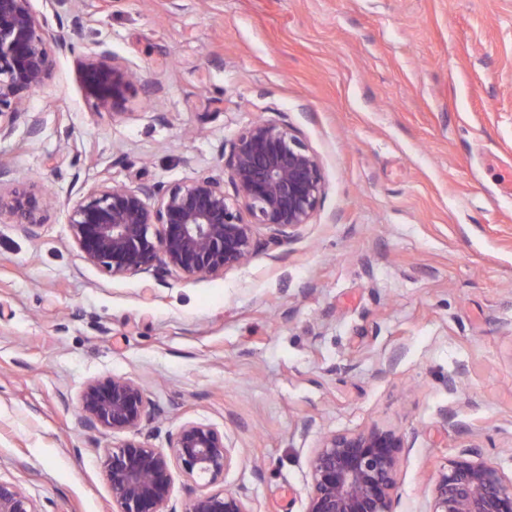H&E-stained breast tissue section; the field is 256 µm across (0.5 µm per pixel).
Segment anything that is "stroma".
Wrapping results in <instances>:
<instances>
[{
  "mask_svg": "<svg viewBox=\"0 0 512 512\" xmlns=\"http://www.w3.org/2000/svg\"><path fill=\"white\" fill-rule=\"evenodd\" d=\"M71 38L0 136V167L49 196L38 237L0 219V479L37 512H112L79 395L131 377L164 416L223 431V484L303 512L327 433L404 438L394 512L474 448L512 476V0H32ZM141 76L123 118L78 64ZM288 121L325 196L290 243L218 277L114 278L84 263L67 203L110 181L234 188L224 147Z\"/></svg>",
  "mask_w": 512,
  "mask_h": 512,
  "instance_id": "1",
  "label": "stroma"
}]
</instances>
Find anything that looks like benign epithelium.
Returning a JSON list of instances; mask_svg holds the SVG:
<instances>
[{"label":"benign epithelium","instance_id":"1","mask_svg":"<svg viewBox=\"0 0 512 512\" xmlns=\"http://www.w3.org/2000/svg\"><path fill=\"white\" fill-rule=\"evenodd\" d=\"M32 0H0V132L23 117L32 131L39 118L22 111L25 97L51 75L50 42L66 45L38 21ZM88 97L112 116L134 87L129 68L103 49L79 68ZM224 168L236 197L200 177L168 187L103 183L73 201L68 224L80 258L112 277L173 269L187 276L224 275L261 247L260 230L274 243L292 241L320 209L325 194L321 166L298 132L285 122L257 119L229 144ZM46 198L12 187L0 168V217L35 238L45 222ZM249 219H244L243 214ZM160 416L137 380L106 376L89 381L79 398L82 426L132 437L112 448L107 478L116 512H176L171 465L213 484L230 469L234 449L211 424L187 421L170 451L139 436ZM402 437L377 427L322 438L309 459L311 490L304 512H394L397 449ZM430 512H512V478L474 449L448 461L431 489ZM0 512H37L15 484L0 480ZM183 512H254L239 490L201 491Z\"/></svg>","mask_w":512,"mask_h":512}]
</instances>
